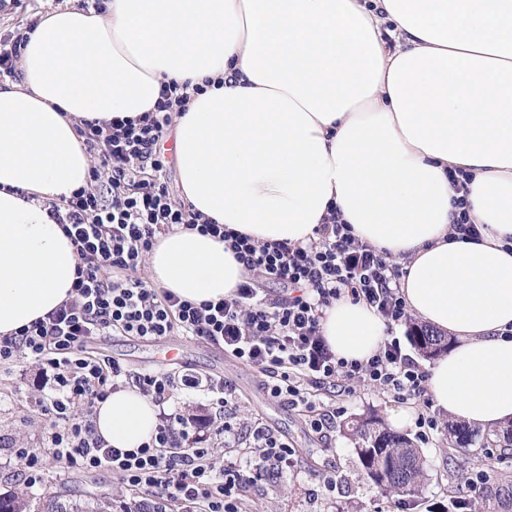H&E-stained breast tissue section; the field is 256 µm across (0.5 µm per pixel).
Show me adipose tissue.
I'll return each mask as SVG.
<instances>
[{
  "label": "adipose tissue",
  "instance_id": "obj_1",
  "mask_svg": "<svg viewBox=\"0 0 512 512\" xmlns=\"http://www.w3.org/2000/svg\"><path fill=\"white\" fill-rule=\"evenodd\" d=\"M398 44L387 50L384 21ZM21 79L0 83V335L68 299L78 258L48 205L86 186L78 120L137 118L165 82L212 80L174 117L181 198L259 242L312 237L329 205L404 260L408 309L455 341L429 394L456 421L512 420V0H109L47 12ZM471 174L481 238L448 237ZM145 263L155 287L200 302L244 269L223 241L178 229ZM321 331L364 360L379 315L342 298ZM158 405L121 387L93 411L115 448L149 442Z\"/></svg>",
  "mask_w": 512,
  "mask_h": 512
}]
</instances>
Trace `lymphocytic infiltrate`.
Masks as SVG:
<instances>
[{"label": "lymphocytic infiltrate", "instance_id": "1", "mask_svg": "<svg viewBox=\"0 0 512 512\" xmlns=\"http://www.w3.org/2000/svg\"><path fill=\"white\" fill-rule=\"evenodd\" d=\"M35 21L0 37V77L19 80L20 61ZM203 86L164 83L153 111L131 119L80 120L77 130L93 159L86 186L49 214L79 257L70 297L46 317L0 338V365L27 359L38 365L51 393L42 408L54 419L49 452L64 468L108 470L149 497L140 512H246L245 493L271 472L290 469L296 448L262 422L237 421L236 387L227 379L132 373L87 346L112 333L157 340L179 332L205 340L257 371L266 395L309 411L307 424L323 433L342 407H317L320 390L355 394L367 384L401 402L428 406V372L387 337L365 360L337 356L320 330L323 309L346 297L374 308L387 327L411 315L399 291L403 275L381 251L356 237L330 209L308 242L260 243L194 212L175 199L164 144L175 113ZM184 228L227 242L246 277L224 298L200 303L153 287L137 271L158 236ZM281 285L284 298H261L263 285ZM162 404L178 389L206 385L223 415L216 457L201 430L209 418L161 413L151 441L122 451L97 434L84 405L104 400L120 381Z\"/></svg>", "mask_w": 512, "mask_h": 512}]
</instances>
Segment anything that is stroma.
I'll return each mask as SVG.
<instances>
[{
	"mask_svg": "<svg viewBox=\"0 0 512 512\" xmlns=\"http://www.w3.org/2000/svg\"><path fill=\"white\" fill-rule=\"evenodd\" d=\"M94 353L106 355L123 367L141 372L190 373L200 378H232L241 397L236 408L239 419H256L288 438L298 454L283 474L266 476L247 492L249 512H438L447 505L449 489H464L476 460L448 459L445 431H437L419 448L429 466V481L412 502L398 505L385 497L364 474L347 434L346 424L370 413L389 419L399 404L394 399L363 386L352 396H339L346 409L327 434L310 433L300 410L265 400L259 376L202 341L182 340L180 346L132 337L105 336L94 345ZM44 396L37 366L21 360L0 368V494L27 490L34 512L49 498L61 503H90L107 497L111 512H123L126 503L142 500L110 471H66L48 453L51 419L44 415ZM19 448H33L43 455V480L34 487L24 482L23 467L15 457ZM488 487L497 489L485 512H512V455L494 458L488 465ZM333 477L335 486L311 497L319 476Z\"/></svg>",
	"mask_w": 512,
	"mask_h": 512,
	"instance_id": "obj_1",
	"label": "stroma"
}]
</instances>
